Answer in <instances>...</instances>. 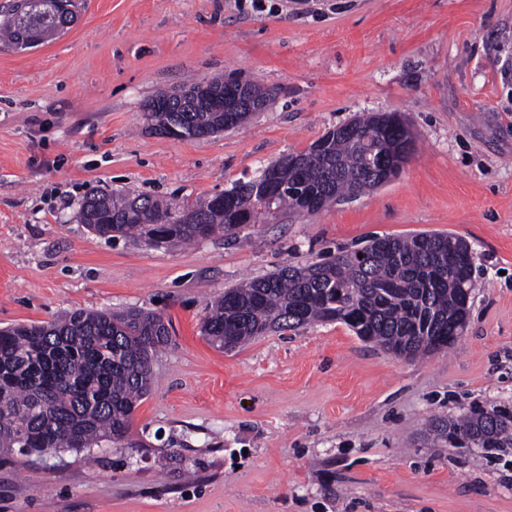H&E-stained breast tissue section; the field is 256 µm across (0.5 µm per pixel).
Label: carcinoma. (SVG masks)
Masks as SVG:
<instances>
[{"instance_id":"1","label":"carcinoma","mask_w":512,"mask_h":512,"mask_svg":"<svg viewBox=\"0 0 512 512\" xmlns=\"http://www.w3.org/2000/svg\"><path fill=\"white\" fill-rule=\"evenodd\" d=\"M69 20L56 0H21L0 21L7 45L44 43L67 31ZM251 107L203 112L174 100L173 107L149 113L161 128L196 138L224 123L240 127ZM353 123L373 133L354 140L345 124L321 138L325 149L295 154L303 164L273 163L265 182H238L236 193L212 195L177 205L129 192L92 191L80 216L108 240L133 236L144 244L167 237L175 245L243 227L245 214L260 198L270 199L275 218L303 213L304 201L319 199L321 210L341 191L356 195L377 187L370 164L381 141L399 147L409 129L396 114L361 116ZM470 244L454 235L420 233L408 238H375L352 251L302 266L288 265L229 288L212 304L202 333L219 349L232 351L269 331L296 330L318 322H339L362 341L408 359L453 345L448 336L463 319L465 290H474ZM169 341L163 318L130 308L120 312L75 310L49 325L0 329V454L25 448L80 452L103 443H121L130 434L133 413L153 385L152 362ZM431 431L453 448L512 449V408L475 407L460 418L434 419Z\"/></svg>"}]
</instances>
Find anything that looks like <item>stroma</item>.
Returning a JSON list of instances; mask_svg holds the SVG:
<instances>
[{
	"mask_svg": "<svg viewBox=\"0 0 512 512\" xmlns=\"http://www.w3.org/2000/svg\"><path fill=\"white\" fill-rule=\"evenodd\" d=\"M237 75L271 103L206 137L143 104ZM367 113L416 151L391 182L231 238L153 248L82 224L93 189L192 203ZM465 238L462 336L404 359L318 323L226 352L201 333L242 278L374 237ZM171 325L125 442L0 458V512H512V450L429 421L512 407V0H80L75 24L0 45V328L77 309Z\"/></svg>",
	"mask_w": 512,
	"mask_h": 512,
	"instance_id": "stroma-1",
	"label": "stroma"
}]
</instances>
